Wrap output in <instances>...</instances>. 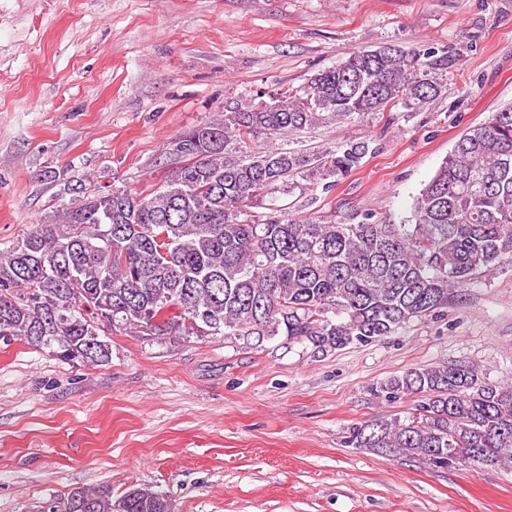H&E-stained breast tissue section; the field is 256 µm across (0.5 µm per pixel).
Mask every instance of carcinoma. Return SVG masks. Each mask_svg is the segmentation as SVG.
I'll return each mask as SVG.
<instances>
[{"label": "carcinoma", "mask_w": 512, "mask_h": 512, "mask_svg": "<svg viewBox=\"0 0 512 512\" xmlns=\"http://www.w3.org/2000/svg\"><path fill=\"white\" fill-rule=\"evenodd\" d=\"M430 53L383 45L351 53L305 86L224 113L172 139L175 167L157 189L100 190L62 204L0 250V341L46 348L67 363L112 357L107 336L257 340L283 335L319 353L389 336L448 306L476 275L512 265V106L455 143L415 197L411 223L290 217L294 190L326 193L352 175L373 141L312 154L261 137L308 130L439 96ZM418 397L402 421H365L351 448L435 468L512 463V384L456 365L411 369L380 395ZM81 512H169L140 488L76 489Z\"/></svg>", "instance_id": "carcinoma-1"}]
</instances>
